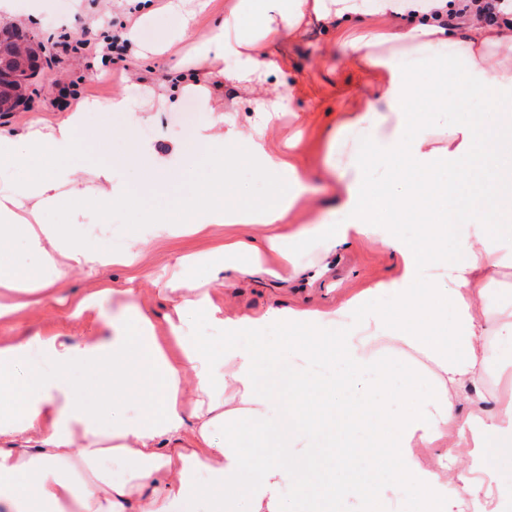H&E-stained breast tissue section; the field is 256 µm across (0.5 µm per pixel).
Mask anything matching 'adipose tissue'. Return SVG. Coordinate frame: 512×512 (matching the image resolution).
<instances>
[{"label": "adipose tissue", "instance_id": "obj_1", "mask_svg": "<svg viewBox=\"0 0 512 512\" xmlns=\"http://www.w3.org/2000/svg\"><path fill=\"white\" fill-rule=\"evenodd\" d=\"M435 7L440 14L432 18L421 0H237L199 54L218 63L216 77L246 83L271 67L261 48L311 18L422 14L408 30L370 29L349 45L381 72L379 95L348 124L370 131L385 178L372 181L353 168L332 220L290 227L310 173L268 148L282 100L259 103L244 129L222 116L203 122L196 140L211 168L202 191L177 203L184 227L162 209L135 214L158 238L203 234L214 224L231 230L213 251L176 257L168 335H156L128 288L108 335L0 344V512H178L200 492L198 469L209 477L210 512H288L287 485L305 512H336L347 501L359 512H504L512 501V304L488 296L512 274V114L501 109L512 103V23L458 18L448 0ZM244 15L252 26L241 25ZM446 45L468 59L466 89L487 108L452 126L447 100L417 111L412 76L395 64L400 54ZM491 52L502 59L489 67ZM224 62L229 70H221ZM91 109L76 104L54 132H0V159L21 171L0 190V240L25 238L45 270L35 275L0 255V320L62 281L70 263L137 260L136 250L107 253L44 217L65 194L78 210L105 212L125 199L110 166L99 168L103 186L91 194L70 163L79 148L73 132ZM486 160L485 191L475 198L465 179ZM236 165L265 179V198L231 193ZM403 224L418 225V233L402 236ZM353 239L399 255L400 276L374 286L391 293L390 307L371 308L360 294L327 310L233 318L205 288L226 269L289 280L305 270L303 251L318 244L329 255ZM191 315L220 324L221 349L187 334ZM273 326L294 347L287 396L267 387L277 350L239 342ZM34 351L43 365H30ZM388 352L401 356L397 370ZM285 415L299 427L288 455L270 447ZM248 439L267 444L262 460L244 449ZM314 440L332 444V459L298 473L300 453ZM423 448L441 449L438 469L422 466ZM113 459L125 468L118 480L106 466ZM258 463L261 479L241 484Z\"/></svg>", "mask_w": 512, "mask_h": 512}]
</instances>
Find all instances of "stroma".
<instances>
[{
  "label": "stroma",
  "mask_w": 512,
  "mask_h": 512,
  "mask_svg": "<svg viewBox=\"0 0 512 512\" xmlns=\"http://www.w3.org/2000/svg\"><path fill=\"white\" fill-rule=\"evenodd\" d=\"M29 0H13V16L0 17L1 29H17L44 43L50 32L77 35L81 26L90 23L100 33H123L130 42L121 60L107 70H89L84 55L55 58L43 53L39 75L28 86V100L17 111L0 115V129L22 131L33 127L48 129L65 119V100L60 92L68 88L79 99L106 102L119 94L135 101L131 112L94 111L76 133L83 150L73 162L85 172L84 186L96 190L94 169L112 163L113 175L126 193L140 205L157 203L155 192L131 178L123 159L128 153L126 127L150 128L152 134L139 138V145L166 151L171 144L193 141V134L175 130L174 118L195 113L204 121L210 110L221 109L245 124L253 101L259 96L287 95L289 110L269 133L274 151L284 150L288 139L299 136L292 155L309 170L313 190L300 204L291 221L300 224L326 217L325 205L335 193L333 185L321 182L320 175L327 159L326 139L332 130L354 113L364 111L372 100L380 81L378 71L359 65L350 51L336 47L339 32L335 25L311 21L298 34L273 44L263 51L272 68L255 88H247L233 80H225L222 90L210 98L183 96L179 78L210 70V63L195 55V42L204 40L217 20L223 19L233 0H194L197 18L193 37H184L177 17L169 10L168 0H38L36 20H29ZM401 67L410 72L423 98L440 96L448 101V121L456 123L463 113L484 112L483 100L468 97L460 79L467 62L457 57L449 61V72L442 84H434L426 58L416 54L400 57ZM150 81L161 93L174 99V106L160 108L158 103L141 94V81ZM107 132L106 142L97 135ZM51 222L72 225L92 244L113 250L125 249L129 243L126 229L133 221L131 211L117 205L102 215L94 211L75 215L67 205H60L48 215ZM138 243L140 261L132 267L109 265L97 268L73 267L67 279L53 288L43 303L18 310L10 320L0 322V342L22 339L35 334L59 335L73 340L96 335L103 321L118 318L122 309L112 300L111 290L132 288L139 302L152 317L158 335H166L167 317L173 302L166 289L172 274L174 254L206 253L224 242L223 226H214L209 235L197 238H155L148 225H141ZM397 255L372 241H349L336 252L333 268L313 283L283 282L260 276L242 278L239 287H225L222 280L210 283L213 296L221 303L224 315L236 316L261 312L271 307L299 309L334 308L367 287L397 276ZM102 292L97 310L76 318L72 315L75 301L85 295Z\"/></svg>",
  "instance_id": "35a3bbf8"
}]
</instances>
